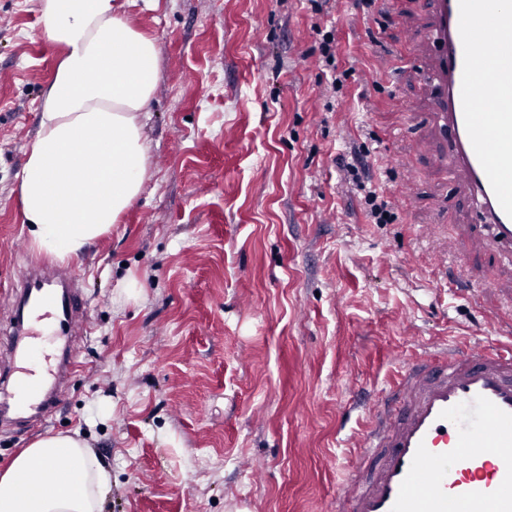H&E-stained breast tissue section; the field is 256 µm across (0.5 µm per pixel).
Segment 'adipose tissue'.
Returning a JSON list of instances; mask_svg holds the SVG:
<instances>
[{
  "label": "adipose tissue",
  "mask_w": 512,
  "mask_h": 512,
  "mask_svg": "<svg viewBox=\"0 0 512 512\" xmlns=\"http://www.w3.org/2000/svg\"><path fill=\"white\" fill-rule=\"evenodd\" d=\"M38 3L44 35L61 56L18 191L33 246L64 261L109 233L142 191L148 144L140 114L158 86L159 49L115 0ZM61 455L70 461L63 472L53 466ZM111 490L110 470L88 445L49 434L0 475V512H103Z\"/></svg>",
  "instance_id": "1"
}]
</instances>
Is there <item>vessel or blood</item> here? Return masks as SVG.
<instances>
[{"mask_svg":"<svg viewBox=\"0 0 512 512\" xmlns=\"http://www.w3.org/2000/svg\"><path fill=\"white\" fill-rule=\"evenodd\" d=\"M429 62L413 71L430 101L448 177L474 200L473 253L512 259V0H432ZM61 330L82 317L74 288L25 269L13 296ZM10 349L43 376L16 377L0 411L37 417L58 397L48 380L77 365L19 330ZM363 463L336 512H512V344L426 350L409 361L362 434Z\"/></svg>","mask_w":512,"mask_h":512,"instance_id":"1","label":"vessel or blood"}]
</instances>
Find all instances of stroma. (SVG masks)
Instances as JSON below:
<instances>
[{
    "mask_svg": "<svg viewBox=\"0 0 512 512\" xmlns=\"http://www.w3.org/2000/svg\"><path fill=\"white\" fill-rule=\"evenodd\" d=\"M160 47L141 116L149 174L120 224L67 260L92 331L45 421L0 418V474L47 434L112 473L106 512H325L405 360L439 342L504 343L479 288L512 264L476 257V217L435 160L409 66L426 0H143ZM335 34V63L322 35ZM61 54L38 0H0V295L37 251L18 176ZM344 75L341 88L332 80ZM388 203L372 223L345 165ZM408 185V200L393 195ZM455 239L447 266L435 251ZM137 282L125 292V278Z\"/></svg>",
    "mask_w": 512,
    "mask_h": 512,
    "instance_id": "obj_1",
    "label": "stroma"
}]
</instances>
